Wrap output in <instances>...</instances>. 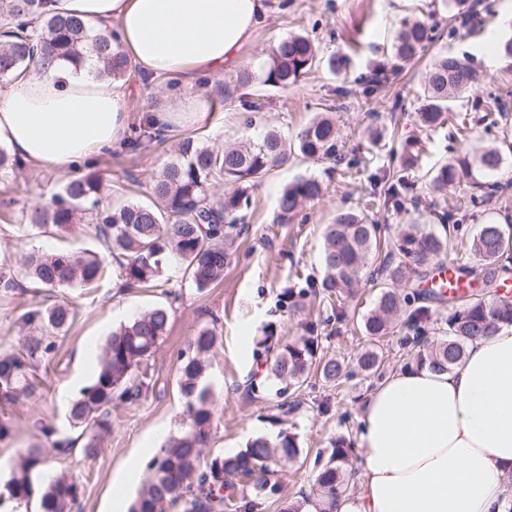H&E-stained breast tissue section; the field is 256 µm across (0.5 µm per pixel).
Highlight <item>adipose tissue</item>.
Masks as SVG:
<instances>
[{
    "label": "adipose tissue",
    "instance_id": "ef3b65f1",
    "mask_svg": "<svg viewBox=\"0 0 512 512\" xmlns=\"http://www.w3.org/2000/svg\"><path fill=\"white\" fill-rule=\"evenodd\" d=\"M97 34L118 29L138 73L192 86L241 65L264 0H52ZM124 84L62 62L0 82V145L47 170L116 150L127 136ZM357 488L336 512H512V327L469 341L458 367L394 372L359 418Z\"/></svg>",
    "mask_w": 512,
    "mask_h": 512
}]
</instances>
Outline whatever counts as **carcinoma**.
Instances as JSON below:
<instances>
[{
  "mask_svg": "<svg viewBox=\"0 0 512 512\" xmlns=\"http://www.w3.org/2000/svg\"><path fill=\"white\" fill-rule=\"evenodd\" d=\"M49 0H0V79L26 67L35 59L42 65L55 60L75 67L95 66L98 78L119 81L132 69L130 58L115 33L95 34L76 17H63L48 9ZM433 36L431 28L419 18L408 19L395 36L392 57L402 64L423 52ZM320 58L314 43L305 35L290 34L278 41L257 76L241 72L234 84L215 85L220 103L241 100L251 112L260 106L244 99L253 83L286 89L308 74ZM397 73V67H378L368 80L374 91ZM478 77L458 58L442 55L423 77V105L418 112L419 127L432 132L448 122V100L476 86ZM131 134L121 145L122 152L140 154L159 133L150 116L132 123ZM343 136L336 121L318 114L292 142L275 130L255 140L223 151L193 138L178 146L177 158L154 177L153 200L136 201L116 209L101 210L98 198L103 183L96 161L86 165L88 172L67 181L49 206L32 205L19 225L21 236L67 232L80 221L94 225L104 248L118 263L117 277L125 287L136 288L158 281L166 258L172 257L183 268V275L199 291L224 279L228 253L224 249L226 229L244 222L250 205L249 190L273 168L300 154L314 161L334 160L340 155ZM504 161L503 149L492 146L481 152H464L441 164L433 186L446 189L465 182L470 187V202L481 199L488 204L512 186L495 179ZM358 209L340 210L324 232L320 264L321 281L307 275L286 292L288 302L307 295L315 296L336 312V319L348 317L346 300L352 295L359 275L373 269L379 275L373 309L358 323L368 345L355 364L327 357L319 352V339L313 330L276 346H266L265 377L280 383L278 409L285 415L300 406L293 395L301 391L311 371L335 385L358 375L382 379L388 356L380 348V339L399 326L404 329L400 345L410 348L406 365L428 364L439 370L458 366L466 344L500 326L512 327V299L500 295V288L512 279V225L495 220L481 224L465 251L466 262L453 257L457 270L467 274L469 265L483 273L482 288L468 294H445L437 288L409 292L412 282L427 284L435 277L437 261L448 256L452 241L460 234L457 216L467 208L462 200L451 197L436 203L429 201L441 230L423 224H403L390 239L387 250L381 248L379 225L369 212L381 204L400 205L410 200L422 204L416 187L401 170L384 172ZM324 194L315 177L301 176L280 192L274 221L288 224L304 203ZM110 275L97 253L60 250L55 253L31 252L26 257L25 282L0 272V287L27 291L30 288H93ZM427 300L448 304V313L433 317ZM75 318L68 305L39 304L20 316L22 327L30 335L13 351L0 352V403L14 404L36 392L35 380L42 364L54 351L52 337L67 329ZM169 310L158 306L120 325L107 339L93 380L72 399L65 419L81 429L83 450L93 456L104 435L112 432V406L115 402L132 404L151 388L150 361L164 336ZM216 342L215 330L204 326L181 355L179 387L186 399L181 431L146 465V480L129 512H168L179 506L181 512H256L262 502L280 493L274 465L295 461L300 456L296 434L283 430L273 440L255 437L231 455H216L201 463L208 444L217 408L208 388L202 385L207 355ZM351 438L340 435L330 447L317 453L314 486L324 499L321 512H334L336 499L350 490V476L343 466L354 453ZM51 452L31 448L19 456L0 494V507L11 502L18 506L39 495L43 512H72L80 499L79 481L67 473L52 475L47 483L35 486L33 477L50 465Z\"/></svg>",
  "mask_w": 512,
  "mask_h": 512,
  "instance_id": "1",
  "label": "carcinoma"
}]
</instances>
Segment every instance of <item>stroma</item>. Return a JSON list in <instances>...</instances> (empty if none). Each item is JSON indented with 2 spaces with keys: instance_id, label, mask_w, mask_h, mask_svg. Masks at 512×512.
Listing matches in <instances>:
<instances>
[{
  "instance_id": "35a3bbf8",
  "label": "stroma",
  "mask_w": 512,
  "mask_h": 512,
  "mask_svg": "<svg viewBox=\"0 0 512 512\" xmlns=\"http://www.w3.org/2000/svg\"><path fill=\"white\" fill-rule=\"evenodd\" d=\"M270 11L254 40L244 47L242 69L259 72L274 42L291 33L308 36L318 55L348 58L346 69L331 72L313 69L292 87L281 90L254 83L251 100L261 111L248 112L240 104L209 106L207 121L197 125L164 126L161 140L137 158L105 156L97 170L113 189L100 198L104 209L128 201L146 199L153 178L170 162L171 147L191 136L222 148L274 129L288 138L315 116L331 112L340 126L344 143L342 160L314 162L303 157L271 170L252 190V205L245 223L229 230L232 240L223 282L197 291L185 279L179 264L168 267L153 288H123L112 280L96 288H60L34 294L0 288V349L18 347L24 330L20 315L33 303L60 302L76 312L71 326L56 338L52 359L38 375V388L27 400L0 405V420L12 427L8 440L0 442V478L7 477L20 450L50 447L41 424L55 426L70 435L65 408L93 378L97 357L112 331L133 315L165 302L166 292L177 293L171 303L167 332L152 360L153 388L137 403H119L112 409V433L93 457L81 447L52 460L54 471L76 470L81 484L79 512H108L114 479L128 465L137 463L139 449L162 447L181 427L184 400L178 384L179 354L205 325H214L217 343L210 354L204 384L218 409L205 455L230 454L247 441L265 436L275 438L284 429L296 434L304 463H282L276 481L282 494L301 499L315 479L313 459L338 432L356 433L357 418L377 380L356 377L334 387L314 377L300 396L301 405L287 416L276 408L278 384L267 380L259 392L249 383L259 362L257 342L272 334L274 342L285 343L311 327L325 352L352 356L363 338L352 326L330 320L329 308L308 297L289 307L285 288L297 275L322 279L320 253L324 230L333 223L337 210L357 206L372 190L371 176L396 169L398 155L387 146H369L362 132L368 126L400 125L406 136H417L415 114L423 104L421 73L440 54L465 59L480 80L474 90L459 94L448 103V125L431 133L408 176L426 199H438L432 188V170L461 150L476 151L500 144L505 126L497 113L506 107L512 114V66L488 68L483 52H495L489 34L504 36L511 28L512 0H482L468 23H461L441 0H267ZM417 16L436 24V36L415 65L393 76L381 91L367 93L366 79L378 62H389L390 44L404 18ZM183 86L166 87L164 78L152 82L134 79L126 99L128 118L145 112H160L174 106ZM472 116L465 141L449 136L450 126ZM300 176L321 180L326 191L307 202L290 224L274 223L276 202L285 185ZM66 175L28 164L12 178L0 181V266L23 278L25 252L59 249L101 251L94 228L74 225L63 236L43 235L19 239L17 226L32 200L51 204Z\"/></svg>"
}]
</instances>
